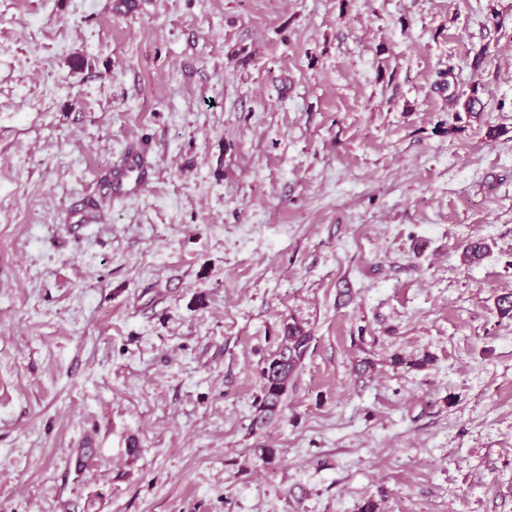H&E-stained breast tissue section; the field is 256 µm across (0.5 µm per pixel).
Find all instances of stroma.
I'll return each mask as SVG.
<instances>
[{
	"label": "stroma",
	"instance_id": "stroma-1",
	"mask_svg": "<svg viewBox=\"0 0 512 512\" xmlns=\"http://www.w3.org/2000/svg\"><path fill=\"white\" fill-rule=\"evenodd\" d=\"M117 2L0 0V512H512V0ZM150 166L145 154L138 149L126 153L124 165L114 176L116 189L124 194H135L141 191L150 179ZM276 351L265 359L261 368L262 397L253 424L260 428L279 413L288 395L291 380L307 356L313 336L295 321L283 323Z\"/></svg>",
	"mask_w": 512,
	"mask_h": 512
}]
</instances>
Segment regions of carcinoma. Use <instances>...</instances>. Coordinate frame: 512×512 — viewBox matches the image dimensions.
<instances>
[{
    "instance_id": "1",
    "label": "carcinoma",
    "mask_w": 512,
    "mask_h": 512,
    "mask_svg": "<svg viewBox=\"0 0 512 512\" xmlns=\"http://www.w3.org/2000/svg\"><path fill=\"white\" fill-rule=\"evenodd\" d=\"M312 340L311 332L301 324L288 321L282 325L278 347L261 368L262 397L253 421L255 427L264 426L282 410L290 382L301 368Z\"/></svg>"
}]
</instances>
